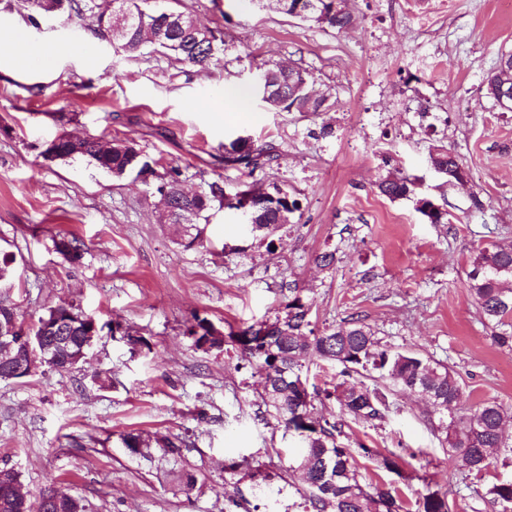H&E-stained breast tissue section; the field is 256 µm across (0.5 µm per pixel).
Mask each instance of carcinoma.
Instances as JSON below:
<instances>
[{
	"label": "carcinoma",
	"instance_id": "carcinoma-1",
	"mask_svg": "<svg viewBox=\"0 0 512 512\" xmlns=\"http://www.w3.org/2000/svg\"><path fill=\"white\" fill-rule=\"evenodd\" d=\"M145 0H118L112 13L102 11V0H68L66 20L85 12L96 15L95 35L112 42L126 53H137L150 45L163 49L177 60L193 66L206 67L216 60L217 38L205 43L188 23L180 21L189 15L167 7V12L149 14L137 25L120 26L118 16L129 13L142 15ZM316 23L339 31L350 28L353 17L327 9L325 18ZM268 85L274 89L266 99L270 109L289 112L295 105L318 112L323 101L312 98L306 72L300 68L268 65ZM58 158L87 157L99 168L116 178L122 177L130 164V148L103 149L102 140L84 137L73 144L59 136ZM275 159L270 145L256 146L243 139L224 147V166L255 169ZM411 181L393 173L377 183L380 194L391 200L406 198L411 193ZM248 202L257 218L256 231L271 234L281 227L279 212L290 215L299 210V202L288 191L274 186L263 190L247 186L228 192L224 184L213 181L208 191L191 198L173 194L167 200L171 208V223L207 220L205 213L214 206H232ZM68 247L69 259L78 261L84 253L83 242L65 233L53 244ZM466 288L492 329V339L501 348L512 349V247L495 243L476 248L468 260ZM291 297L272 320L249 325L230 332L224 343L240 351L241 358L256 366L263 387L262 400L267 412L284 428L298 454L289 470L299 475L305 484L302 512H455L450 493L423 481L413 505H408L389 490H368L354 452L340 441L342 424L327 418L322 409L333 401L352 417L363 421L384 418L390 408L387 387L375 382L379 378L390 387L427 397L438 416L437 430L444 435L442 445L448 454L467 458L470 471L480 473L493 461L512 467V436L505 435L504 426L512 418V408L496 399L468 405L454 370L447 365L415 352L394 350L381 343L373 329L360 318H351L339 325L314 333L311 328V305L298 288L289 289ZM68 305L47 308L37 319L25 326L32 336L42 332L48 316L65 315ZM214 326L208 319L194 317L187 329L193 345L210 335ZM309 357L341 367L342 381L329 387H312L311 403L306 417L295 415V384L307 383L303 376L304 361ZM475 498L490 503L498 512H512V476L504 477L483 490H474ZM30 512H85V506L74 498L68 507L57 510L56 504L43 497L32 503Z\"/></svg>",
	"mask_w": 512,
	"mask_h": 512
}]
</instances>
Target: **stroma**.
<instances>
[{
  "mask_svg": "<svg viewBox=\"0 0 512 512\" xmlns=\"http://www.w3.org/2000/svg\"><path fill=\"white\" fill-rule=\"evenodd\" d=\"M348 6L354 25L337 31L253 0H180L223 42L202 69L149 49L115 52L88 16L31 26L21 0H0V27L72 49L54 71H19L0 42V253L14 258L0 296L25 323L65 302L103 326L76 367L0 381V468L18 471L31 496L52 487L87 512H288L300 499L291 450L264 415L258 377L232 346L203 352L185 331L197 316L225 334L274 319L295 286L317 326L361 317L383 344L453 368L471 403L512 405V350L494 345L465 287L472 250L512 245V112L485 85L512 50V0ZM264 61L305 69L321 112L268 111L250 91ZM233 92L234 111H200ZM324 126L331 136L319 137ZM62 134L133 143L152 173L116 178L84 157L44 160L41 143ZM240 137L274 146L277 159L225 167L224 146ZM441 147L466 166L467 186L432 168ZM173 168L188 190L219 178L277 184L301 209L270 238L249 233L236 210L212 209L203 244L189 248L183 226L160 223L155 207ZM396 171L417 178L412 197L378 192V178ZM421 198L446 221L430 223ZM63 232L84 242L80 261L55 251ZM325 250L336 253L329 269L314 261ZM393 401L371 422L327 407L350 446L378 451L358 460L364 483L412 499L423 481L463 477L457 512H473V489L505 469L468 475L423 400ZM130 433L145 440L143 454L126 448Z\"/></svg>",
  "mask_w": 512,
  "mask_h": 512,
  "instance_id": "1",
  "label": "stroma"
}]
</instances>
